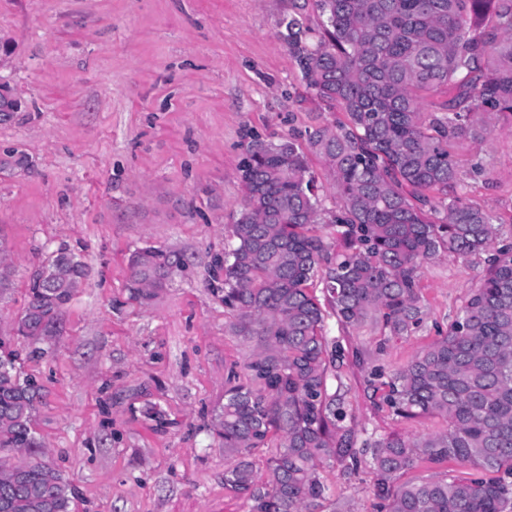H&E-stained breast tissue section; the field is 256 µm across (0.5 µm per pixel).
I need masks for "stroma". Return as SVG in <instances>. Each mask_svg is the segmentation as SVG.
I'll list each match as a JSON object with an SVG mask.
<instances>
[{
	"instance_id": "1",
	"label": "stroma",
	"mask_w": 512,
	"mask_h": 512,
	"mask_svg": "<svg viewBox=\"0 0 512 512\" xmlns=\"http://www.w3.org/2000/svg\"><path fill=\"white\" fill-rule=\"evenodd\" d=\"M292 12V0H0V97L14 104L0 121V334L42 387L33 428L77 491L73 512L248 510L224 488L216 425L227 370L257 340L233 333L215 259L239 215L248 147L320 119L282 36ZM452 153L463 200L511 238L512 123ZM62 245L85 280L52 336L14 335L33 274ZM149 245L186 269L143 305L129 297V258ZM485 267L481 255L425 264V316L404 335L371 321L345 329L326 312L329 343L364 358L343 367L358 440L446 429L440 416L393 415L364 379L446 335ZM359 457L354 469L323 465L326 494L307 512H387L369 451Z\"/></svg>"
}]
</instances>
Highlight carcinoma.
<instances>
[{
	"mask_svg": "<svg viewBox=\"0 0 512 512\" xmlns=\"http://www.w3.org/2000/svg\"><path fill=\"white\" fill-rule=\"evenodd\" d=\"M316 26L288 17L284 39L301 80L345 119L306 131L324 158L340 205L327 223L336 240L313 234L322 220L318 187L304 151L291 140L253 144L239 167L245 195L233 224L224 270V306L235 332L258 338L244 375L228 372L218 435L224 487L249 512H303L322 496L325 460L360 463L347 426L341 351L327 356L324 310L310 292L321 278L338 322L383 323L394 335L423 321L419 270L445 253L487 254V267L448 335L383 380V403L405 419L438 415L445 431L420 439L365 440L388 512H512V242L488 210L448 189L457 181L450 148L512 120V0H311ZM491 12L475 33L471 19ZM452 96L442 113L426 96ZM130 296L145 304L185 268L180 257L146 246L130 260ZM82 264L65 246L31 279L16 332L53 333ZM0 339V459L19 450L20 467L0 462V512H71L74 489L37 458L32 428L39 388ZM336 378L329 392L328 374ZM280 435L267 459L268 485L257 484L250 456ZM424 457L456 461L465 476L395 484Z\"/></svg>",
	"mask_w": 512,
	"mask_h": 512,
	"instance_id": "1",
	"label": "carcinoma"
}]
</instances>
